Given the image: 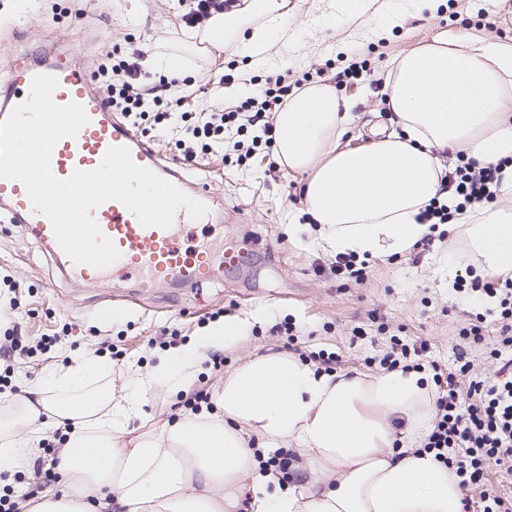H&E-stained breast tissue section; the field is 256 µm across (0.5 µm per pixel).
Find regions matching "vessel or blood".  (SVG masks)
Wrapping results in <instances>:
<instances>
[{
  "instance_id": "b4317fda",
  "label": "vessel or blood",
  "mask_w": 512,
  "mask_h": 512,
  "mask_svg": "<svg viewBox=\"0 0 512 512\" xmlns=\"http://www.w3.org/2000/svg\"><path fill=\"white\" fill-rule=\"evenodd\" d=\"M39 74L57 78L58 86L53 93L55 103H79L89 117L75 137L61 139L54 146L51 170L57 178H69L77 170H93L109 148L125 147L136 164L151 169L177 187H185L186 181L179 170L161 164L152 147L136 138L125 124L116 121L111 108L95 91L87 72L65 59L17 65L7 82L0 84L1 121L27 98L32 79ZM0 205L7 209L12 223L26 225L56 257L63 259L68 274L79 279L133 278L146 285L163 281L199 288L220 275L223 269L236 266L242 257L241 249L233 246L223 249L216 263L203 247L183 249L179 244L181 234L193 223L186 210L176 213L169 228L146 227L122 203L111 200L93 209L92 216L103 234L113 241L120 257L108 268L98 270L65 258L51 222L34 211L22 182L0 178Z\"/></svg>"
}]
</instances>
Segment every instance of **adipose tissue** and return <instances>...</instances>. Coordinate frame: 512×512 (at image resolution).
<instances>
[{
  "instance_id": "ef3b65f1",
  "label": "adipose tissue",
  "mask_w": 512,
  "mask_h": 512,
  "mask_svg": "<svg viewBox=\"0 0 512 512\" xmlns=\"http://www.w3.org/2000/svg\"><path fill=\"white\" fill-rule=\"evenodd\" d=\"M288 0H236L195 31L199 42L262 67L288 45ZM396 129L360 149L341 147L350 105L328 84L291 95L276 114L282 168L306 174L303 206L316 246L360 258L397 255L429 229L443 150L476 167L502 164V204L473 206L448 224L477 276L512 271V43L457 36L399 57L385 82ZM247 336L237 318L169 348L149 370L110 378L85 351L55 366L0 412V475L29 472L43 435L58 431L57 487L23 512H461L454 470L419 451L435 393L415 370L324 371L290 353L256 354L224 380L214 409L161 426L128 425L148 398L188 393L202 358ZM303 458L290 485L261 472L254 449Z\"/></svg>"
}]
</instances>
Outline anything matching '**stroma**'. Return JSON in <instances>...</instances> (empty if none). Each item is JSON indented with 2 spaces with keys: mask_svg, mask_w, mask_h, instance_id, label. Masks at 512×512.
Segmentation results:
<instances>
[{
  "mask_svg": "<svg viewBox=\"0 0 512 512\" xmlns=\"http://www.w3.org/2000/svg\"><path fill=\"white\" fill-rule=\"evenodd\" d=\"M182 13L178 0H0V77L15 64L39 63L48 50L67 52L90 72L107 56L139 50L142 68L155 73L157 58L174 54L186 70L169 89L180 110H232L230 82L284 73L334 86L356 112L377 113L378 124L388 127L382 89L394 58L464 32L512 42V0H445L425 18L410 0H345L336 10L327 0H288V62L257 69L245 57L202 49ZM314 19L320 22L315 35L309 32ZM355 58L366 60V68L344 76ZM228 72L233 81H225ZM184 173L209 186L222 217L210 228L196 227L195 236L247 247L237 266L198 289L71 279L49 247L0 209V291L18 305L0 323V364L12 368L0 399L86 349L109 358L113 374L130 365L148 370L158 353L203 335L218 311L244 320L248 337L221 352V365L202 361L196 392L214 394L241 362L267 351L307 360L329 355L334 370L378 374L395 336L426 342V360L458 367L460 328L492 306L479 294L453 289L455 279L467 276L458 261L463 243L438 234L405 254L368 258L363 283L342 281L330 272L335 256L315 247L309 230L288 229L289 215L302 205L303 175L270 172L261 154L243 166L211 156ZM15 326L22 334L17 348Z\"/></svg>",
  "mask_w": 512,
  "mask_h": 512,
  "instance_id": "stroma-1",
  "label": "stroma"
}]
</instances>
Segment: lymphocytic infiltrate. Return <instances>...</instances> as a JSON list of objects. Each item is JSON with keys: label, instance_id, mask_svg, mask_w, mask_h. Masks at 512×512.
<instances>
[{"label": "lymphocytic infiltrate", "instance_id": "f902f5d3", "mask_svg": "<svg viewBox=\"0 0 512 512\" xmlns=\"http://www.w3.org/2000/svg\"><path fill=\"white\" fill-rule=\"evenodd\" d=\"M106 103L121 113L132 128L150 125L162 135H175L174 146L181 164L194 166L205 156L223 151L227 134H234L232 145L237 165L246 164L257 150L273 147L276 127L270 117L283 106L297 80L280 75L258 87L233 110L227 112H182L177 101L166 96L165 83L151 82L139 64L116 58L100 65L94 75ZM457 197L455 207L434 199L423 212L430 224H445L454 210L481 203L496 202L502 176L499 167L475 168L463 162L449 173ZM472 291L492 299L503 335L502 346L493 357L502 365L497 377L488 379L475 373L471 361L456 371L430 362L436 386L435 415L422 443L435 459L454 468L462 486L480 490L481 512H512V499L502 497L488 486L490 466L512 472V358H504V348L512 346V274H499L488 280L473 279Z\"/></svg>", "mask_w": 512, "mask_h": 512}]
</instances>
